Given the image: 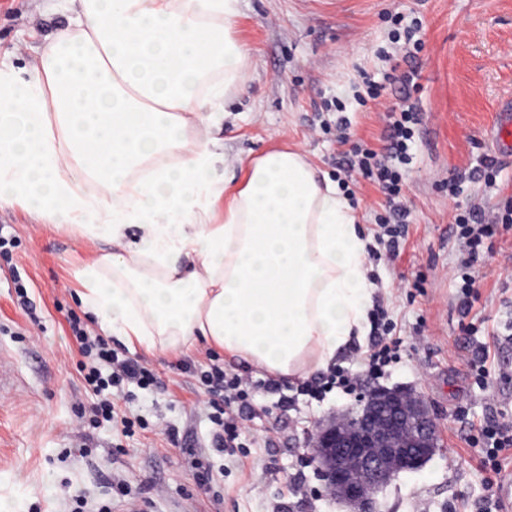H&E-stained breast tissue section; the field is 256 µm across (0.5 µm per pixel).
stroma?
Returning <instances> with one entry per match:
<instances>
[{
	"mask_svg": "<svg viewBox=\"0 0 512 512\" xmlns=\"http://www.w3.org/2000/svg\"><path fill=\"white\" fill-rule=\"evenodd\" d=\"M419 18L422 47L414 56L378 59L390 27L383 14ZM68 0H0V64L29 67L42 45L71 22ZM235 38L250 51L244 92L226 106L216 138L229 158L251 160L280 149L304 151L319 172L336 175L346 148L326 131V103L342 100L350 138L381 150L386 114L403 97L420 113L418 148L406 175L408 235L392 261L366 259L375 291L406 341L399 362L371 378L361 364L370 337L336 358L356 379L354 393L335 389L316 402L281 382L291 398L257 394L245 409L243 448L219 450L208 419L210 399L196 370L219 362L263 378L255 366L197 344L176 352L113 349L153 371L157 383L115 393L118 413L140 419L124 436L110 426L83 429L79 406H92L78 369L79 345L69 326L82 308L76 273L108 243L55 229L19 207L0 208V235L13 241L0 256V500L14 512H66L81 490L111 512H346L306 455L320 421L357 406L376 387L418 393L437 424L439 449L420 470L403 472L375 492L377 512H472L485 494V474L465 442L469 421L512 422V339L495 336L512 321V230L489 239L490 257L477 263L481 298L461 316L453 270L464 253L454 216L476 204L488 211L512 199V164L494 185L472 177L479 157L493 155L487 130L498 104L512 97V0H239ZM415 72L414 85H387L360 106L359 70ZM459 180L460 196L448 194ZM360 224L373 232L384 197L370 180H348ZM25 289L29 307L18 303ZM478 334L465 330L466 323ZM487 341L489 384L478 388L471 361Z\"/></svg>",
	"mask_w": 512,
	"mask_h": 512,
	"instance_id": "stroma-1",
	"label": "stroma"
}]
</instances>
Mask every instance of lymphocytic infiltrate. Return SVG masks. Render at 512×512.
Listing matches in <instances>:
<instances>
[{
    "mask_svg": "<svg viewBox=\"0 0 512 512\" xmlns=\"http://www.w3.org/2000/svg\"><path fill=\"white\" fill-rule=\"evenodd\" d=\"M335 110L338 114V141L351 146V169L357 170L363 177L376 184L386 199L387 212L376 217V245L371 248L370 254L375 259L384 254L391 258L396 257L400 243L408 233L409 213L401 198L404 171L412 161V152L415 148L418 114L409 105L389 110L387 121L390 145L386 151L378 152L360 143H350L346 134L350 125L345 115L346 106L343 102H336ZM455 224L457 235L467 248L466 258L457 264L455 272L460 311L466 315L480 298L474 266L487 256L484 242L497 231L512 228V205H506L504 209L489 217L485 216L480 208L471 205L460 209L455 217ZM69 324L79 343V353L82 357L80 368L85 372L84 380L98 397L90 411H79L81 423L94 429L101 421L117 420L122 425L123 433H131L134 423L126 418L117 419L112 392L129 382L137 383L143 388L149 387L155 381L153 374L138 360L119 359L109 340L89 335L77 316H70ZM394 329L395 325L387 320L383 307H376L371 315L373 339L361 359L371 377H381L386 367L400 358L402 340L395 337ZM201 381L211 396V421L220 430L221 441L226 447H236L242 432L240 410L247 407L250 390L244 389L243 380L239 375L228 373L223 366L217 364L210 365L208 370L202 371ZM468 443L479 455L482 466L488 473L485 480L488 492L477 503L476 512H499V503L493 487L500 473V455L512 448V425L496 420L480 423L475 426L473 434H470Z\"/></svg>",
    "mask_w": 512,
    "mask_h": 512,
    "instance_id": "lymphocytic-infiltrate-1",
    "label": "lymphocytic infiltrate"
}]
</instances>
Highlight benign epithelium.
<instances>
[{"label":"benign epithelium","instance_id":"7a95c632","mask_svg":"<svg viewBox=\"0 0 512 512\" xmlns=\"http://www.w3.org/2000/svg\"><path fill=\"white\" fill-rule=\"evenodd\" d=\"M437 449L436 423L424 400L384 389L361 395L359 408L346 417L319 424L309 459L334 497L353 512H372L374 490L421 469Z\"/></svg>","mask_w":512,"mask_h":512}]
</instances>
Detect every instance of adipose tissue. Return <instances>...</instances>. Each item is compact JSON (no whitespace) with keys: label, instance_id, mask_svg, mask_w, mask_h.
<instances>
[{"label":"adipose tissue","instance_id":"obj_1","mask_svg":"<svg viewBox=\"0 0 512 512\" xmlns=\"http://www.w3.org/2000/svg\"><path fill=\"white\" fill-rule=\"evenodd\" d=\"M237 2L77 0L39 65L0 67V206L118 245L79 295L129 348L201 341L306 376L370 329V239L299 152L250 160L237 189L217 176L210 130L249 59Z\"/></svg>","mask_w":512,"mask_h":512}]
</instances>
